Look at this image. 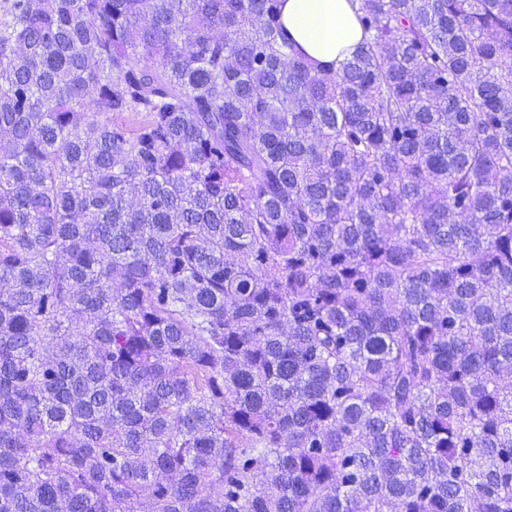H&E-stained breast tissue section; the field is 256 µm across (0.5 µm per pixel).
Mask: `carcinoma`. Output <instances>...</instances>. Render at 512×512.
I'll return each mask as SVG.
<instances>
[{"label":"carcinoma","mask_w":512,"mask_h":512,"mask_svg":"<svg viewBox=\"0 0 512 512\" xmlns=\"http://www.w3.org/2000/svg\"><path fill=\"white\" fill-rule=\"evenodd\" d=\"M278 3L0 5V512H512V0ZM281 2L283 31L309 58L336 66V62L350 55L362 43L355 0Z\"/></svg>","instance_id":"obj_1"}]
</instances>
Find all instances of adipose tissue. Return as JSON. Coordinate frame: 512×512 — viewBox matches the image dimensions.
Returning a JSON list of instances; mask_svg holds the SVG:
<instances>
[{"label":"adipose tissue","instance_id":"adipose-tissue-1","mask_svg":"<svg viewBox=\"0 0 512 512\" xmlns=\"http://www.w3.org/2000/svg\"><path fill=\"white\" fill-rule=\"evenodd\" d=\"M280 20L298 50L322 63L343 60L363 40L355 0H283Z\"/></svg>","mask_w":512,"mask_h":512}]
</instances>
